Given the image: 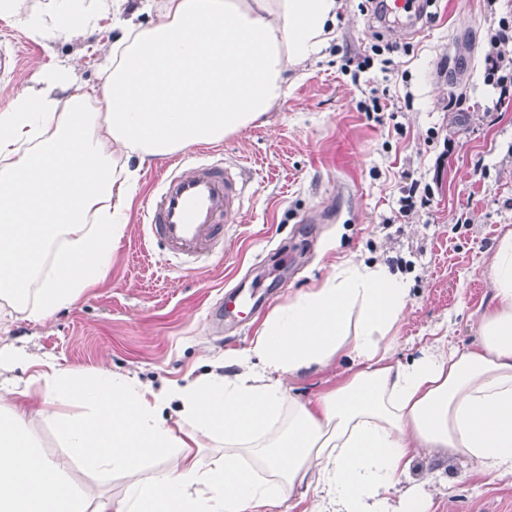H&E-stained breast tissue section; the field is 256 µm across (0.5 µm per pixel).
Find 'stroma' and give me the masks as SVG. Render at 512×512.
Instances as JSON below:
<instances>
[{"mask_svg":"<svg viewBox=\"0 0 512 512\" xmlns=\"http://www.w3.org/2000/svg\"><path fill=\"white\" fill-rule=\"evenodd\" d=\"M360 3L343 0L326 55L289 74L287 96L258 121L173 154L186 166H246L243 211L203 272L174 270L145 235L143 209L163 168L156 162L141 171L103 279L44 323L0 310V337L74 373L108 368L157 386L180 382L247 347L264 314L349 260L379 261L407 277L398 357L438 338L449 349L473 347L491 304L493 247L512 228V101L491 111L484 83L489 33L512 15V0L492 11L484 0H431L427 25L401 38L397 80L380 64L356 65L374 32ZM118 34L109 17L72 40L0 20V48L19 58L14 78L0 76V111L42 71H64L74 92L95 90L102 51ZM374 87L388 115L381 125L361 107ZM455 98L462 109L450 107ZM414 181L429 187L431 208L389 223ZM254 287L270 298L264 314L214 321L227 292ZM411 475L432 479L429 512H512V475H481L464 457L436 464L419 453Z\"/></svg>","mask_w":512,"mask_h":512,"instance_id":"35a3bbf8","label":"stroma"}]
</instances>
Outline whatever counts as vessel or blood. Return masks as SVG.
I'll return each mask as SVG.
<instances>
[{
  "mask_svg": "<svg viewBox=\"0 0 512 512\" xmlns=\"http://www.w3.org/2000/svg\"><path fill=\"white\" fill-rule=\"evenodd\" d=\"M158 193L144 210L149 238L180 258V269L194 272L198 262L224 247V227L244 206L245 183L234 169L219 164L164 168Z\"/></svg>",
  "mask_w": 512,
  "mask_h": 512,
  "instance_id": "1",
  "label": "vessel or blood"
}]
</instances>
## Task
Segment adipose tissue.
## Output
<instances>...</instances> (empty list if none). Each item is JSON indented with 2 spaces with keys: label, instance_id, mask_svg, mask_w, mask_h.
<instances>
[{
  "label": "adipose tissue",
  "instance_id": "adipose-tissue-1",
  "mask_svg": "<svg viewBox=\"0 0 512 512\" xmlns=\"http://www.w3.org/2000/svg\"><path fill=\"white\" fill-rule=\"evenodd\" d=\"M123 0H43L0 18L37 36H79L104 14L121 34L99 71L98 102L54 97L65 73L0 112V304L32 322L69 308L112 263L137 170L116 157L163 159L218 142L286 97L288 72L321 57L341 0H162L155 20L122 19ZM493 302L470 350L396 358L410 303L403 278L346 262L268 317L219 373L163 388L127 373L49 366L21 386L8 377L29 355L0 342V512H257L314 490L313 512H428L424 484L399 490L419 451L461 455L482 474H512V229L489 268ZM347 362L336 386L301 401L286 380ZM177 403L181 424L164 409ZM54 427L65 453L40 452L29 424ZM218 457L204 458L203 440ZM152 473L118 498L72 482Z\"/></svg>",
  "mask_w": 512,
  "mask_h": 512
}]
</instances>
